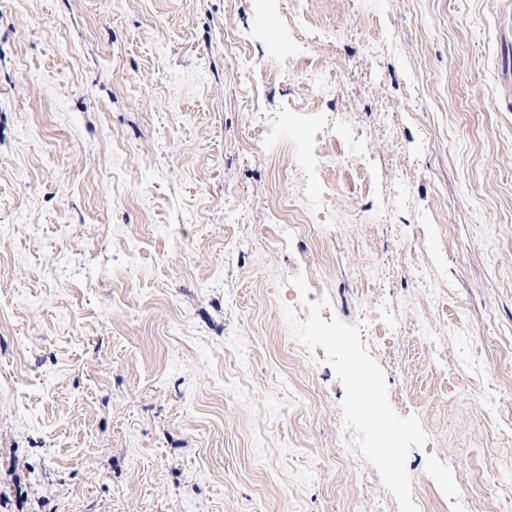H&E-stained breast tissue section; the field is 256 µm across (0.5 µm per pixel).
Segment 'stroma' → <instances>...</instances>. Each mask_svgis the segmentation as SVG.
<instances>
[{"label": "stroma", "mask_w": 512, "mask_h": 512, "mask_svg": "<svg viewBox=\"0 0 512 512\" xmlns=\"http://www.w3.org/2000/svg\"><path fill=\"white\" fill-rule=\"evenodd\" d=\"M324 296L512 512V0H0V512H398Z\"/></svg>", "instance_id": "35a3bbf8"}]
</instances>
